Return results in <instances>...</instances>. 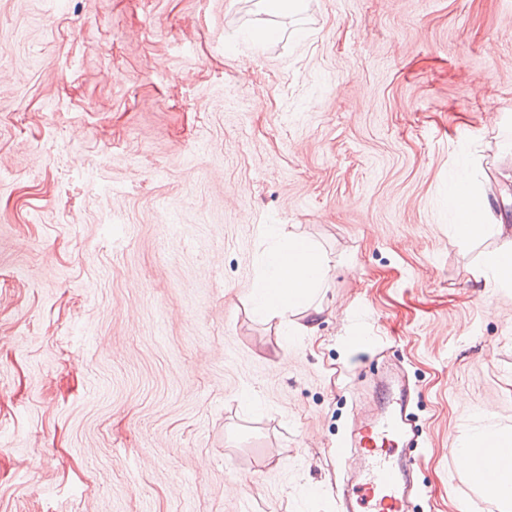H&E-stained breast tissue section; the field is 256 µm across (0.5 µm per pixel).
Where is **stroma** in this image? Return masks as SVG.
Wrapping results in <instances>:
<instances>
[{"label": "stroma", "instance_id": "stroma-1", "mask_svg": "<svg viewBox=\"0 0 512 512\" xmlns=\"http://www.w3.org/2000/svg\"><path fill=\"white\" fill-rule=\"evenodd\" d=\"M511 138L512 0H0V512H338L395 367L415 512H504L454 453L512 435L504 238L448 185L512 227ZM265 224L330 260L299 336ZM473 189L470 183L463 181L455 182L450 189L451 200H461L463 202L462 210L458 209L460 224H455V241L463 242L471 236L480 233L492 216L489 203L485 201L480 206H472L468 199L472 196ZM490 266L496 284L512 286V240L506 241L490 258Z\"/></svg>", "mask_w": 512, "mask_h": 512}]
</instances>
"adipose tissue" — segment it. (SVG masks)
Returning <instances> with one entry per match:
<instances>
[{
  "instance_id": "adipose-tissue-1",
  "label": "adipose tissue",
  "mask_w": 512,
  "mask_h": 512,
  "mask_svg": "<svg viewBox=\"0 0 512 512\" xmlns=\"http://www.w3.org/2000/svg\"><path fill=\"white\" fill-rule=\"evenodd\" d=\"M472 194L471 185L463 181L455 182L450 189L452 200L463 203L455 227L459 242L483 231L491 216L488 204L469 205ZM263 234L273 239L274 245L265 253L248 294L252 312L267 321L279 320L287 327L295 326L301 313L318 318L322 309L314 301L330 272L327 257L312 241L296 234L283 235L280 225H264ZM456 453L466 475L481 472L484 492L512 503V438L470 434L461 439Z\"/></svg>"
}]
</instances>
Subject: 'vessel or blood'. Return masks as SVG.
<instances>
[{
  "mask_svg": "<svg viewBox=\"0 0 512 512\" xmlns=\"http://www.w3.org/2000/svg\"><path fill=\"white\" fill-rule=\"evenodd\" d=\"M413 391L404 376L389 374L376 385L375 414L358 418L350 446L362 460L350 479L343 512H406L413 493L405 447L413 432L409 406Z\"/></svg>",
  "mask_w": 512,
  "mask_h": 512,
  "instance_id": "b4317fda",
  "label": "vessel or blood"
}]
</instances>
